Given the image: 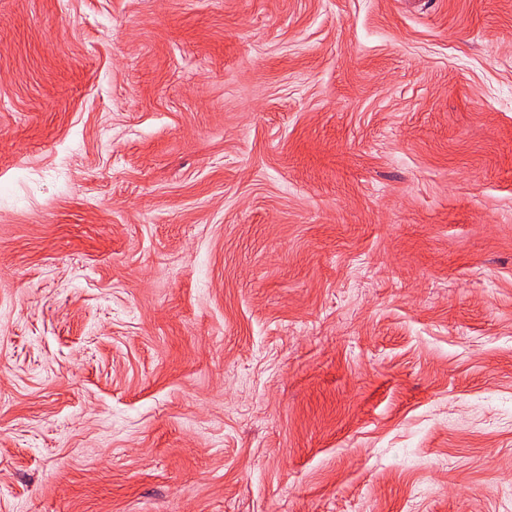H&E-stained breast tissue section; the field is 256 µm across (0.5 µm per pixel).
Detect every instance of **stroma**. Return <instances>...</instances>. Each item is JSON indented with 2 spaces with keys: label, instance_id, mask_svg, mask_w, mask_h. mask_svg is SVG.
<instances>
[{
  "label": "stroma",
  "instance_id": "stroma-1",
  "mask_svg": "<svg viewBox=\"0 0 512 512\" xmlns=\"http://www.w3.org/2000/svg\"><path fill=\"white\" fill-rule=\"evenodd\" d=\"M0 512H512V0H0Z\"/></svg>",
  "mask_w": 512,
  "mask_h": 512
}]
</instances>
